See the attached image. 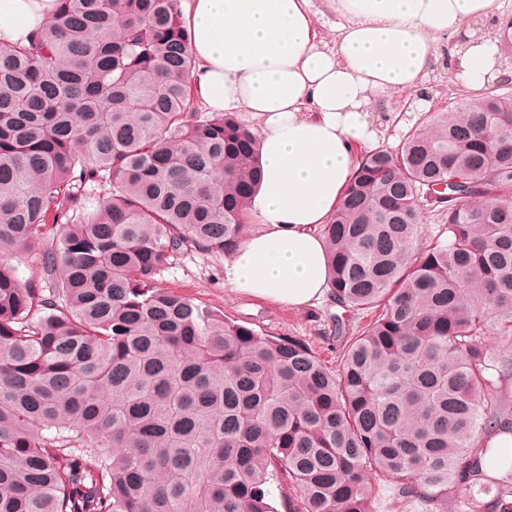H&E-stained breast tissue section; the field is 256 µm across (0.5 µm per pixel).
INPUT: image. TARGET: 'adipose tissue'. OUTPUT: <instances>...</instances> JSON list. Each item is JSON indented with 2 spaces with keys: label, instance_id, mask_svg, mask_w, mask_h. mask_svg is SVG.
Returning a JSON list of instances; mask_svg holds the SVG:
<instances>
[{
  "label": "adipose tissue",
  "instance_id": "ef3b65f1",
  "mask_svg": "<svg viewBox=\"0 0 512 512\" xmlns=\"http://www.w3.org/2000/svg\"><path fill=\"white\" fill-rule=\"evenodd\" d=\"M192 33L194 99L209 112L258 122L262 177L248 201L253 230L224 264L236 292L300 310L324 298L328 255L318 233L356 170L355 149L394 91L419 94L456 38L448 66L468 89L512 78L488 32L496 0H324L341 23L328 44L311 0H183ZM57 0H0V48L27 44ZM471 458L498 475L512 431L478 441Z\"/></svg>",
  "mask_w": 512,
  "mask_h": 512
}]
</instances>
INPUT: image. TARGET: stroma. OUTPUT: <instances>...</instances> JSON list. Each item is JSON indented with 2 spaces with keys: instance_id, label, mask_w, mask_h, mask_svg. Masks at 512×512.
I'll use <instances>...</instances> for the list:
<instances>
[{
  "instance_id": "obj_1",
  "label": "stroma",
  "mask_w": 512,
  "mask_h": 512,
  "mask_svg": "<svg viewBox=\"0 0 512 512\" xmlns=\"http://www.w3.org/2000/svg\"><path fill=\"white\" fill-rule=\"evenodd\" d=\"M424 84L422 97L395 92L381 100L374 114L377 131L374 148L397 147L426 115L458 111L470 97L469 90L441 64L427 74ZM225 259L224 253L216 251L180 253L163 273L161 284L258 332L303 338L317 351L324 364L338 368L341 347L323 336L328 316L338 312L333 303L326 300L302 310H292L242 296L232 289L224 275ZM509 506L512 507V493L499 500L491 494L459 489L450 492L447 504L437 507L436 512H505Z\"/></svg>"
}]
</instances>
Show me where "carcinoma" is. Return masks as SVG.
Segmentation results:
<instances>
[{"label": "carcinoma", "mask_w": 512, "mask_h": 512, "mask_svg": "<svg viewBox=\"0 0 512 512\" xmlns=\"http://www.w3.org/2000/svg\"><path fill=\"white\" fill-rule=\"evenodd\" d=\"M180 0H59L0 49V512H372L475 481L507 420L512 90L366 154L320 228L331 296L377 310L339 369L163 288L188 250L231 253L261 177L255 133L201 113ZM444 186V191L437 187ZM445 237L425 248L421 201ZM40 279L23 282L12 258Z\"/></svg>", "instance_id": "carcinoma-1"}]
</instances>
